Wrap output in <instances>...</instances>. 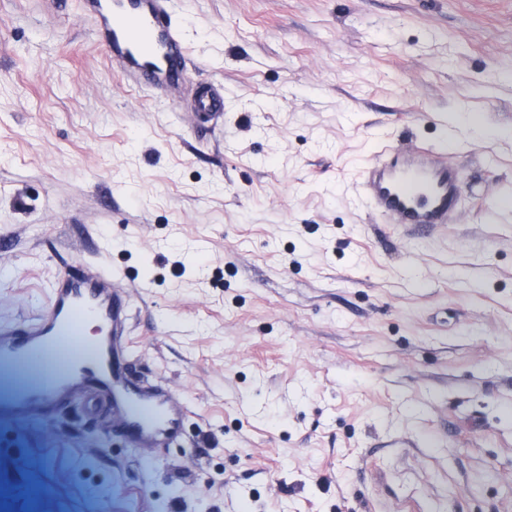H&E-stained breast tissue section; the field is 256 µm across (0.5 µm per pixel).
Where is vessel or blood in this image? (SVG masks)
Returning a JSON list of instances; mask_svg holds the SVG:
<instances>
[{"label":"vessel or blood","instance_id":"1","mask_svg":"<svg viewBox=\"0 0 512 512\" xmlns=\"http://www.w3.org/2000/svg\"><path fill=\"white\" fill-rule=\"evenodd\" d=\"M83 7L127 84L173 107L190 105L204 120L223 116V86L196 85L187 74L188 51L170 0H83ZM358 183L374 212L409 229H435L456 218L459 177L438 149L402 153L382 146L362 166ZM130 320L118 279L97 263L74 262L54 279L47 307L0 325V367L22 379L10 395H0V422L50 420L88 399L108 408L113 433L129 447L180 442L188 406L162 381L133 374L126 355ZM88 322L96 323V336H84Z\"/></svg>","mask_w":512,"mask_h":512}]
</instances>
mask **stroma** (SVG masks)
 I'll use <instances>...</instances> for the list:
<instances>
[{
    "mask_svg": "<svg viewBox=\"0 0 512 512\" xmlns=\"http://www.w3.org/2000/svg\"><path fill=\"white\" fill-rule=\"evenodd\" d=\"M171 10L217 127L128 86L78 0H0V323L100 263L190 407L159 451L80 404L0 423V512H512V0ZM382 141L447 150L453 224L360 200Z\"/></svg>",
    "mask_w": 512,
    "mask_h": 512,
    "instance_id": "35a3bbf8",
    "label": "stroma"
}]
</instances>
